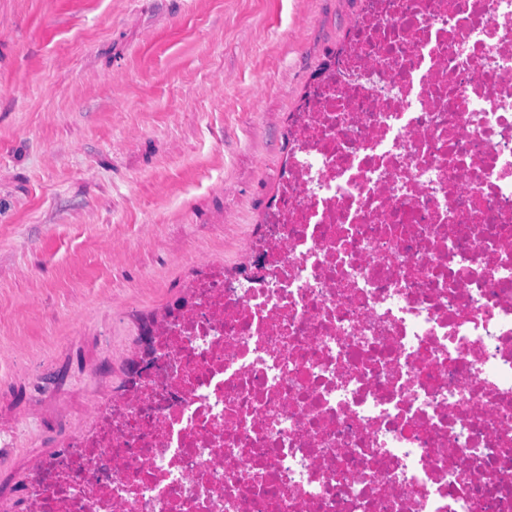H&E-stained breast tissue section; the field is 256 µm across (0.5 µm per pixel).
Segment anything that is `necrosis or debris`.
Listing matches in <instances>:
<instances>
[{
	"mask_svg": "<svg viewBox=\"0 0 512 512\" xmlns=\"http://www.w3.org/2000/svg\"><path fill=\"white\" fill-rule=\"evenodd\" d=\"M241 268L22 512H512V0H364Z\"/></svg>",
	"mask_w": 512,
	"mask_h": 512,
	"instance_id": "obj_1",
	"label": "necrosis or debris"
}]
</instances>
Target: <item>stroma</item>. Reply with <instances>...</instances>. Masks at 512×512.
<instances>
[{"label": "stroma", "instance_id": "obj_1", "mask_svg": "<svg viewBox=\"0 0 512 512\" xmlns=\"http://www.w3.org/2000/svg\"><path fill=\"white\" fill-rule=\"evenodd\" d=\"M361 0H0V512L198 265L244 263Z\"/></svg>", "mask_w": 512, "mask_h": 512}]
</instances>
